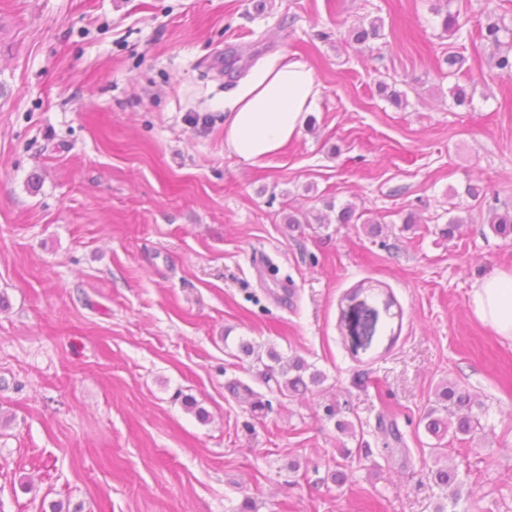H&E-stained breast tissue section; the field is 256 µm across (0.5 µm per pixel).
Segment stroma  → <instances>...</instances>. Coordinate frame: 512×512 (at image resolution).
<instances>
[{
    "label": "stroma",
    "instance_id": "obj_1",
    "mask_svg": "<svg viewBox=\"0 0 512 512\" xmlns=\"http://www.w3.org/2000/svg\"><path fill=\"white\" fill-rule=\"evenodd\" d=\"M431 4L0 0V512H434L445 382L488 410L448 440L455 512H512V339L472 312L512 245L467 193L512 209V79L477 37L449 77ZM280 54L314 73L312 122L247 163L224 103ZM243 341L325 380L282 394Z\"/></svg>",
    "mask_w": 512,
    "mask_h": 512
}]
</instances>
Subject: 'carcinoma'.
<instances>
[{"mask_svg": "<svg viewBox=\"0 0 512 512\" xmlns=\"http://www.w3.org/2000/svg\"><path fill=\"white\" fill-rule=\"evenodd\" d=\"M451 0H437L432 10L440 19V26L448 36L455 38V42L448 46V55L445 64L448 65V75L455 76L466 73L468 57L464 54L465 41L469 37L466 28L467 21L461 19L459 12L450 9ZM480 36L489 42L495 52L489 59L492 68L498 74L512 78V27L504 22V18L488 13L480 27ZM383 37V23L375 18L368 24H361L352 29V38L359 44H366L372 40ZM487 222L490 230L506 243L512 242V212L503 211L490 205L487 208ZM246 352L255 356L259 362L268 359L265 365L266 379L276 381L281 392L304 394L311 386H317L323 381L322 373L317 369H311L303 358L292 356L282 357L275 349L269 348L266 353L255 352L246 348ZM477 404L469 393L457 389L455 386L445 383L436 390L435 405L422 417L425 431L435 439L431 450L434 455L442 454L445 448V438L449 435H469L484 428L482 418L485 412L472 411ZM435 484L444 493V498L452 503H457L461 497V486L457 481L456 472L447 467H439L430 472Z\"/></svg>", "mask_w": 512, "mask_h": 512, "instance_id": "cac0c4a2", "label": "carcinoma"}]
</instances>
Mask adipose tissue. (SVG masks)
I'll return each instance as SVG.
<instances>
[{
	"instance_id": "ef3b65f1",
	"label": "adipose tissue",
	"mask_w": 512,
	"mask_h": 512,
	"mask_svg": "<svg viewBox=\"0 0 512 512\" xmlns=\"http://www.w3.org/2000/svg\"><path fill=\"white\" fill-rule=\"evenodd\" d=\"M317 95L305 62L290 56L271 59L225 103V150L246 162L274 155L300 133ZM472 304L480 321L512 339V272L478 282Z\"/></svg>"
}]
</instances>
